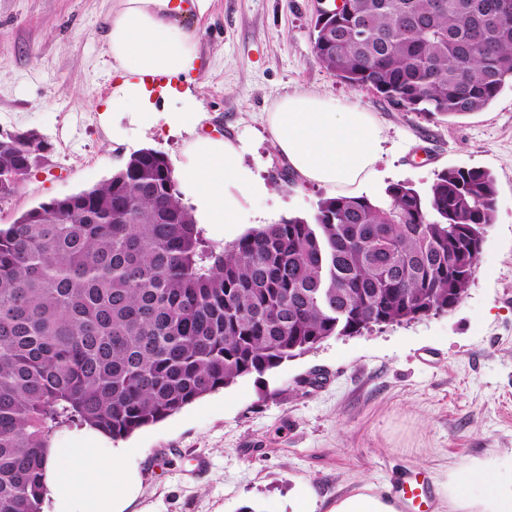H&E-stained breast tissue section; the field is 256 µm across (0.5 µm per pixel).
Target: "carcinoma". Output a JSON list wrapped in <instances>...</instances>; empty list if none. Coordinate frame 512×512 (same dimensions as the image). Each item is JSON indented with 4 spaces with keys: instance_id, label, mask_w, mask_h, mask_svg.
Returning <instances> with one entry per match:
<instances>
[{
    "instance_id": "1",
    "label": "carcinoma",
    "mask_w": 512,
    "mask_h": 512,
    "mask_svg": "<svg viewBox=\"0 0 512 512\" xmlns=\"http://www.w3.org/2000/svg\"><path fill=\"white\" fill-rule=\"evenodd\" d=\"M319 62L408 112L458 116L512 84V0H349L319 13ZM0 136V203L47 159ZM495 179L448 168L429 194L337 195L220 247L151 148L0 228V512H41L52 431L114 439L331 336L448 312L467 292Z\"/></svg>"
}]
</instances>
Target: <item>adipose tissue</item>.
<instances>
[{"instance_id": "obj_1", "label": "adipose tissue", "mask_w": 512, "mask_h": 512, "mask_svg": "<svg viewBox=\"0 0 512 512\" xmlns=\"http://www.w3.org/2000/svg\"><path fill=\"white\" fill-rule=\"evenodd\" d=\"M106 40L112 60V92L97 106L100 125L116 142L167 131L185 135L175 178L195 224L233 237L241 224H262L257 200L273 187L245 163L239 139L198 135L206 114L182 81L199 62L193 30L172 15L177 0H119ZM274 153L304 182L328 189L359 186L376 173L383 134L370 112L334 99L294 93L277 99L266 114ZM118 463L109 448L49 449L44 482L53 512H76L79 501L93 512H112ZM448 512H512V483L486 467L471 470L467 483L442 486Z\"/></svg>"}]
</instances>
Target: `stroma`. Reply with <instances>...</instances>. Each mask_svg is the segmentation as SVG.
Here are the masks:
<instances>
[{"label":"stroma","instance_id":"stroma-1","mask_svg":"<svg viewBox=\"0 0 512 512\" xmlns=\"http://www.w3.org/2000/svg\"><path fill=\"white\" fill-rule=\"evenodd\" d=\"M116 0H0V130L33 129L45 165L0 203V225L111 177L144 147L182 158L183 138L161 133L116 144L96 112L112 89L105 34ZM316 0H210L181 15L197 38L187 77L211 119L205 135L239 138L246 161L274 187L258 202L273 222L313 216L328 189L299 180L273 154L265 114L307 92L371 112L383 130L371 198L406 183L428 193L452 167L490 172V225L462 302L451 312L332 336L258 376L239 379L178 413L113 441L125 479L119 512H314L368 485L422 474L430 512H448L447 480L478 463L512 481V86L483 111L407 112L326 70L313 43Z\"/></svg>","mask_w":512,"mask_h":512}]
</instances>
